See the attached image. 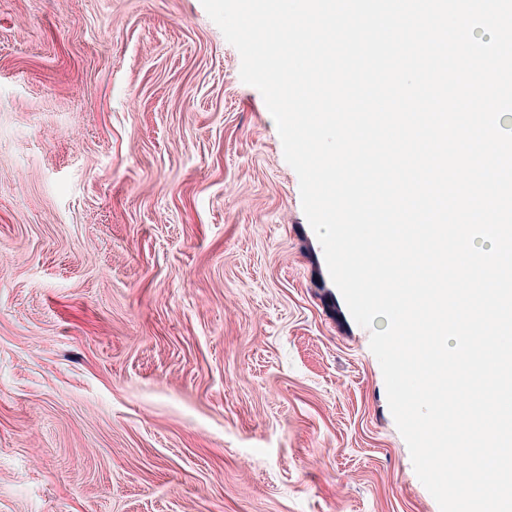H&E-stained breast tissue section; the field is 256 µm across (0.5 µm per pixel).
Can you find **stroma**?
<instances>
[{
    "mask_svg": "<svg viewBox=\"0 0 512 512\" xmlns=\"http://www.w3.org/2000/svg\"><path fill=\"white\" fill-rule=\"evenodd\" d=\"M201 0H0V512H440Z\"/></svg>",
    "mask_w": 512,
    "mask_h": 512,
    "instance_id": "35a3bbf8",
    "label": "stroma"
}]
</instances>
